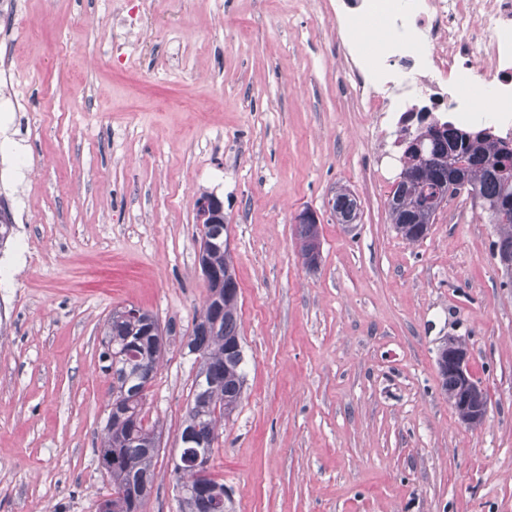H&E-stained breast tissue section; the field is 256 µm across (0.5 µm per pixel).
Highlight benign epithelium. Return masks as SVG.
Wrapping results in <instances>:
<instances>
[{"label":"benign epithelium","mask_w":512,"mask_h":512,"mask_svg":"<svg viewBox=\"0 0 512 512\" xmlns=\"http://www.w3.org/2000/svg\"><path fill=\"white\" fill-rule=\"evenodd\" d=\"M194 207L197 223H225L224 204L216 195L204 193L196 196ZM304 253V264L309 268L317 267L320 260L319 239L315 237L307 240ZM198 265L205 280L214 283L218 288L224 284V276L210 263L208 244L204 241L200 243L198 250ZM469 356L470 350L465 342L450 338L443 345L437 368L440 378L452 380L450 404L461 423L470 429H478L485 423L487 403L481 386L469 372ZM180 447L190 449V452L182 456L181 465L191 467L195 475H201L209 463L208 451L199 448V444L187 432L180 438Z\"/></svg>","instance_id":"7a95c632"}]
</instances>
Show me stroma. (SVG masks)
Instances as JSON below:
<instances>
[{
  "label": "stroma",
  "mask_w": 512,
  "mask_h": 512,
  "mask_svg": "<svg viewBox=\"0 0 512 512\" xmlns=\"http://www.w3.org/2000/svg\"><path fill=\"white\" fill-rule=\"evenodd\" d=\"M0 0V512H96L113 310L163 330L145 421L161 448L142 512H179L173 467L207 296L194 199L224 203L246 383L210 475L227 512H512V284L471 198L417 242L389 221L396 127L375 131L323 0ZM346 187L360 219L328 202ZM321 217L320 265L295 213ZM470 348L487 419L437 371ZM470 350L466 342L449 338L443 345L438 359V374L452 380L450 404L462 424L470 429L483 426L487 416V403L481 386L468 368Z\"/></svg>",
  "instance_id": "stroma-1"
}]
</instances>
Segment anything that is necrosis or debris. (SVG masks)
Returning a JSON list of instances; mask_svg holds the SVG:
<instances>
[{"label": "necrosis or debris", "mask_w": 512, "mask_h": 512, "mask_svg": "<svg viewBox=\"0 0 512 512\" xmlns=\"http://www.w3.org/2000/svg\"><path fill=\"white\" fill-rule=\"evenodd\" d=\"M348 86L374 124L391 125L407 105L438 119L474 112L472 84L493 92L504 138L512 139V0H329ZM382 17L372 57L362 21Z\"/></svg>", "instance_id": "obj_1"}]
</instances>
